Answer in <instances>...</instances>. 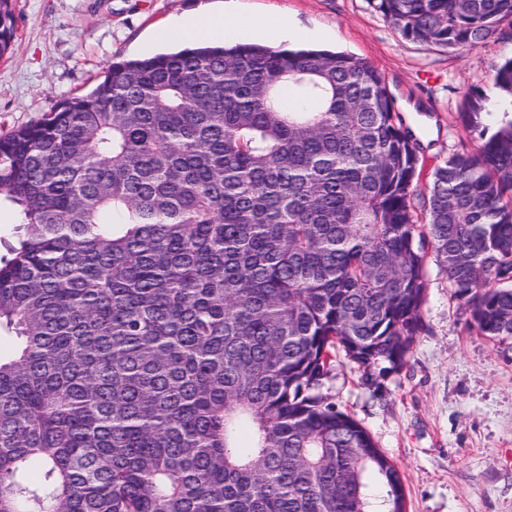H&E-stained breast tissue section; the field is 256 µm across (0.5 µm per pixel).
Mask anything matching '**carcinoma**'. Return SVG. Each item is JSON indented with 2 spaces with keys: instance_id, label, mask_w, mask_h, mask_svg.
Instances as JSON below:
<instances>
[{
  "instance_id": "1",
  "label": "carcinoma",
  "mask_w": 512,
  "mask_h": 512,
  "mask_svg": "<svg viewBox=\"0 0 512 512\" xmlns=\"http://www.w3.org/2000/svg\"><path fill=\"white\" fill-rule=\"evenodd\" d=\"M461 50L512 0H370ZM0 0V58L15 42ZM475 153L438 166L377 69L202 45L116 61L0 136V512H404L396 465L319 393L337 353L400 369L431 252L469 325L512 337V58Z\"/></svg>"
}]
</instances>
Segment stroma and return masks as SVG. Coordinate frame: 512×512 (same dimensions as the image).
I'll list each match as a JSON object with an SVG mask.
<instances>
[{
	"mask_svg": "<svg viewBox=\"0 0 512 512\" xmlns=\"http://www.w3.org/2000/svg\"><path fill=\"white\" fill-rule=\"evenodd\" d=\"M203 0H15L16 42L0 59V134L38 121L64 97L88 92L105 67L160 53L152 41ZM243 20L289 17L308 45L368 60L421 145L424 193L436 165L479 142L461 121L467 95L495 104L496 66L512 56V29L451 51L405 39L369 0H232ZM426 330L406 364L367 386L344 356L320 392L354 417L399 468L405 512H512V338L468 325L435 261L426 257Z\"/></svg>",
	"mask_w": 512,
	"mask_h": 512,
	"instance_id": "35a3bbf8",
	"label": "stroma"
}]
</instances>
